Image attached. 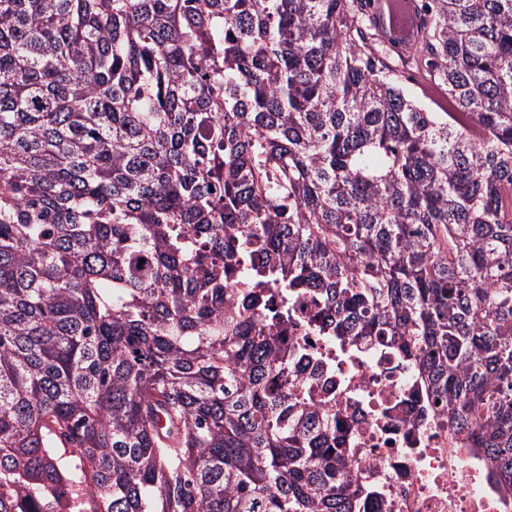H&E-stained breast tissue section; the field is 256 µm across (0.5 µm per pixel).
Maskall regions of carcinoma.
Masks as SVG:
<instances>
[{
  "instance_id": "cac0c4a2",
  "label": "carcinoma",
  "mask_w": 512,
  "mask_h": 512,
  "mask_svg": "<svg viewBox=\"0 0 512 512\" xmlns=\"http://www.w3.org/2000/svg\"><path fill=\"white\" fill-rule=\"evenodd\" d=\"M367 2L0 0V512H359L302 293L512 485V0ZM414 4L415 2L411 0H379L376 2L377 17L386 39L403 45L413 43L417 34Z\"/></svg>"
}]
</instances>
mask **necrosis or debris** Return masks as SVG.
Listing matches in <instances>:
<instances>
[{
  "instance_id": "4bbe7bcc",
  "label": "necrosis or debris",
  "mask_w": 512,
  "mask_h": 512,
  "mask_svg": "<svg viewBox=\"0 0 512 512\" xmlns=\"http://www.w3.org/2000/svg\"><path fill=\"white\" fill-rule=\"evenodd\" d=\"M293 308L287 341L310 347L292 368L313 403L336 406L350 478L372 490L360 512H512V489L495 483L482 452L462 447L411 360L385 344L354 354L310 335L302 317L312 299L299 295Z\"/></svg>"
}]
</instances>
